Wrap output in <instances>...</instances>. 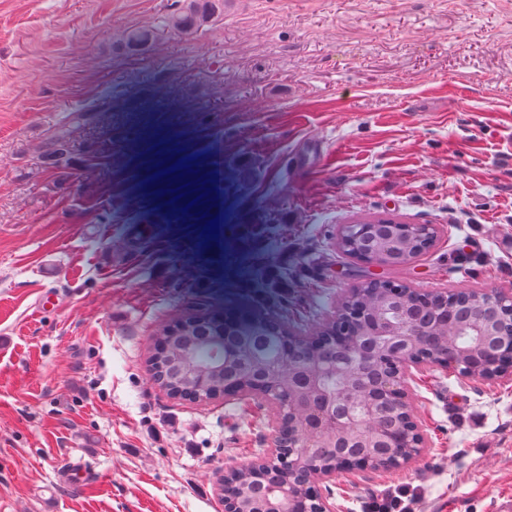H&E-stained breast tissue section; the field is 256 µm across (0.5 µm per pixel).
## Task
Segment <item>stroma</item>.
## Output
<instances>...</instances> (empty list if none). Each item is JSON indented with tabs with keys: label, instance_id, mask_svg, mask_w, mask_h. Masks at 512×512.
<instances>
[{
	"label": "stroma",
	"instance_id": "35a3bbf8",
	"mask_svg": "<svg viewBox=\"0 0 512 512\" xmlns=\"http://www.w3.org/2000/svg\"><path fill=\"white\" fill-rule=\"evenodd\" d=\"M177 6L0 0V512H224L269 409L171 398L153 341L195 314L314 332L370 273L340 225H436L383 277L512 292V0H224L191 35ZM150 142L209 168L217 242L153 209ZM409 396L425 449L321 484L333 512H512V379L429 368Z\"/></svg>",
	"mask_w": 512,
	"mask_h": 512
}]
</instances>
